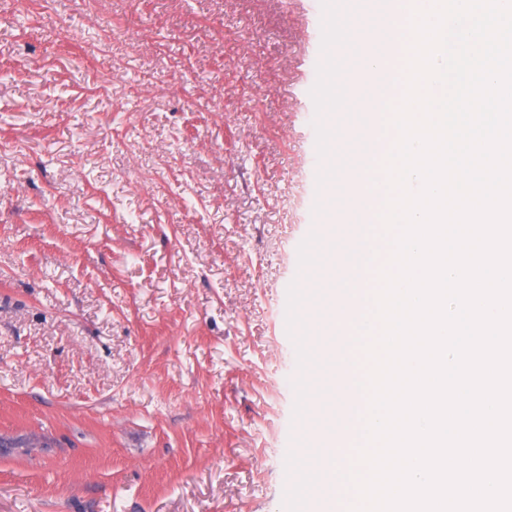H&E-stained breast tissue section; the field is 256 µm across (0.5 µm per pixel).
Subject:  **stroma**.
<instances>
[{"label": "stroma", "mask_w": 512, "mask_h": 512, "mask_svg": "<svg viewBox=\"0 0 512 512\" xmlns=\"http://www.w3.org/2000/svg\"><path fill=\"white\" fill-rule=\"evenodd\" d=\"M308 0H0V512H285L313 461ZM82 42L70 39L71 31Z\"/></svg>", "instance_id": "stroma-1"}]
</instances>
